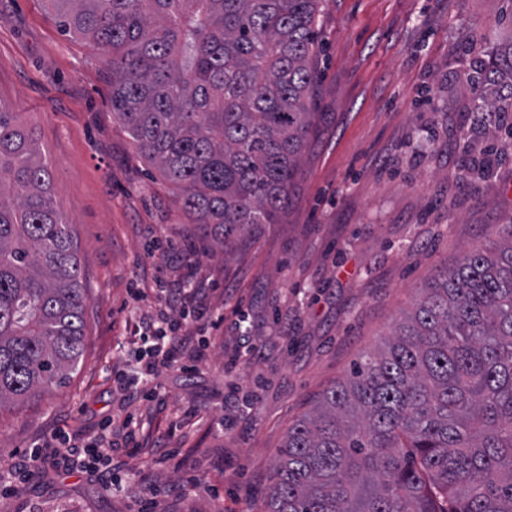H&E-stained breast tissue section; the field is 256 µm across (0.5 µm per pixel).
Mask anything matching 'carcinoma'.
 I'll use <instances>...</instances> for the list:
<instances>
[{
  "instance_id": "cac0c4a2",
  "label": "carcinoma",
  "mask_w": 512,
  "mask_h": 512,
  "mask_svg": "<svg viewBox=\"0 0 512 512\" xmlns=\"http://www.w3.org/2000/svg\"><path fill=\"white\" fill-rule=\"evenodd\" d=\"M112 71V117L233 254L288 207L316 124L319 0H47ZM495 139L512 140V41L466 38ZM88 298L72 225L15 112L0 105V409L60 387L83 357ZM267 512H512V223L438 268L382 351L288 428Z\"/></svg>"
}]
</instances>
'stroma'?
I'll return each mask as SVG.
<instances>
[{"instance_id":"stroma-1","label":"stroma","mask_w":512,"mask_h":512,"mask_svg":"<svg viewBox=\"0 0 512 512\" xmlns=\"http://www.w3.org/2000/svg\"><path fill=\"white\" fill-rule=\"evenodd\" d=\"M468 35L488 49L511 41L512 0H321L316 133L280 223L228 261L113 118L104 56L62 32L45 0H0V104L49 161L88 294L70 382L0 410V472L14 473L0 512H265L289 427L382 348L435 268L512 220V145L490 173L462 167L488 141ZM189 260L224 324L188 322V368H161L156 400L124 403L114 374L137 355L130 329L166 308ZM245 336L257 352L225 370ZM129 418L144 451L113 449L116 485L17 468L56 430L88 444L104 420L118 430ZM150 486L157 495L141 498Z\"/></svg>"}]
</instances>
